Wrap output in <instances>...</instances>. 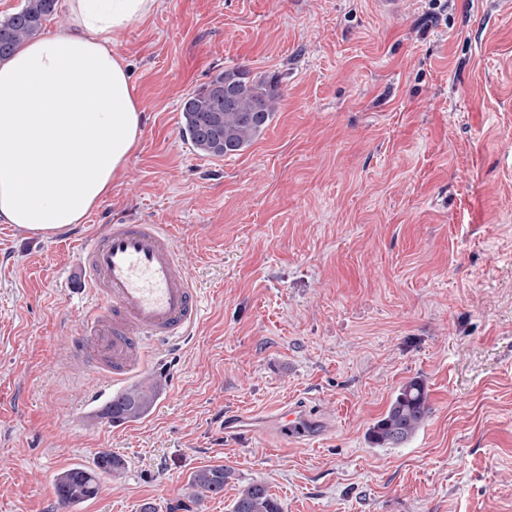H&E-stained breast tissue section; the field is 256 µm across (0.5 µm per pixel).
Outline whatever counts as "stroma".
I'll list each match as a JSON object with an SVG mask.
<instances>
[{"mask_svg": "<svg viewBox=\"0 0 512 512\" xmlns=\"http://www.w3.org/2000/svg\"><path fill=\"white\" fill-rule=\"evenodd\" d=\"M161 0L118 34L145 115L112 193L49 239L0 224V512H63L53 478L122 457L78 512H157L192 472L230 466V512L267 485L282 512H512V9L423 0ZM242 67L278 81L280 109L235 156L181 133L190 92ZM174 226L200 295L184 340L114 385L157 383L112 423L71 352L86 307L76 241L105 224ZM430 414L396 448L368 438L398 389ZM291 402L325 434L237 441L224 417Z\"/></svg>", "mask_w": 512, "mask_h": 512, "instance_id": "obj_1", "label": "stroma"}]
</instances>
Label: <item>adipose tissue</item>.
<instances>
[{"mask_svg":"<svg viewBox=\"0 0 512 512\" xmlns=\"http://www.w3.org/2000/svg\"><path fill=\"white\" fill-rule=\"evenodd\" d=\"M157 0H68L65 31L0 60V223L49 238L112 192L143 114L117 34Z\"/></svg>","mask_w":512,"mask_h":512,"instance_id":"adipose-tissue-1","label":"adipose tissue"}]
</instances>
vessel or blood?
Returning <instances> with one entry per match:
<instances>
[{"mask_svg": "<svg viewBox=\"0 0 512 512\" xmlns=\"http://www.w3.org/2000/svg\"><path fill=\"white\" fill-rule=\"evenodd\" d=\"M83 291L90 300L74 346L84 362L112 382L140 372L150 344L190 334L199 317V298L173 244L168 226L105 224L93 242H81ZM270 420L283 445L306 447L323 431L311 413L287 405ZM249 416L224 420V435L254 433Z\"/></svg>", "mask_w": 512, "mask_h": 512, "instance_id": "1", "label": "vessel or blood"}]
</instances>
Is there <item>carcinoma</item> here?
Instances as JSON below:
<instances>
[{
	"label": "carcinoma",
	"instance_id": "cac0c4a2",
	"mask_svg": "<svg viewBox=\"0 0 512 512\" xmlns=\"http://www.w3.org/2000/svg\"><path fill=\"white\" fill-rule=\"evenodd\" d=\"M56 7V0H24L22 7L0 20V59L27 40L39 36L43 22ZM280 90L272 80H258L242 67L226 68L185 98L181 109L182 135L199 154L222 158L251 145L268 127L280 103ZM157 396V385H139L112 400L107 416L114 421H133L145 414ZM430 413L428 394L422 380L404 384L382 418L370 427V441L380 448H396L407 442ZM125 463L110 452L97 456L95 469L71 467L59 472L54 493L59 503L79 505L97 492V475L120 476ZM234 472L222 464L195 471L188 480L192 498L224 491ZM231 512H282L266 485L244 486Z\"/></svg>",
	"mask_w": 512,
	"mask_h": 512
}]
</instances>
